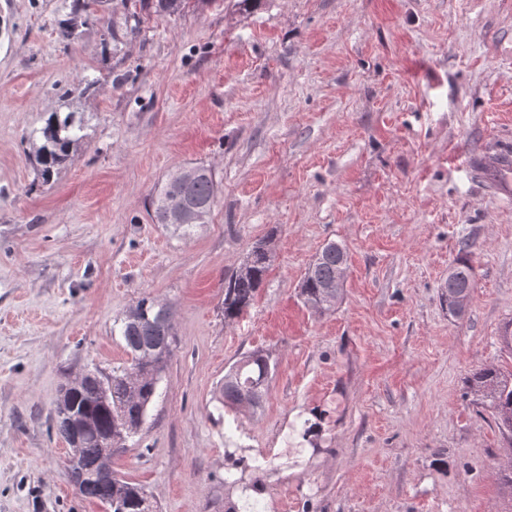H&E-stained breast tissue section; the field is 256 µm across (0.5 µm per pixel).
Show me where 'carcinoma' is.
<instances>
[{
    "label": "carcinoma",
    "instance_id": "obj_1",
    "mask_svg": "<svg viewBox=\"0 0 512 512\" xmlns=\"http://www.w3.org/2000/svg\"><path fill=\"white\" fill-rule=\"evenodd\" d=\"M107 0H62L70 20L60 31L65 40L78 35V27L97 19ZM124 23H107V35L118 41L133 37L140 31L144 19L181 14L190 0H120ZM81 122L70 112L61 118L53 115L41 129L42 143L37 149L41 178L50 180L54 172L68 159L70 149L78 140ZM218 184L211 168L194 167L190 181L181 173H173L153 199L154 216L159 224H168L167 200L171 195L182 196L189 204L201 208L202 223H209L216 202ZM345 250L336 243L326 245L308 267L301 284L300 295L305 305L325 310L333 302L323 298L324 286L336 281V270L344 262ZM273 256L264 242L252 246L245 270L224 277V318H238L255 300L272 265ZM448 313L458 317L464 313L463 302L473 288L472 266L457 260L448 270ZM120 336L128 355L127 362L103 377L108 382L103 392L93 381L68 380L61 388L50 410L55 434L70 447L72 480L79 494L100 504L112 499V512H156V505L146 490L119 477L99 460L112 457L118 448L137 435L153 402L175 340L174 325L169 310L150 297L139 298L121 320ZM274 367L268 355L255 351L235 363L221 381L217 400L231 409L252 400L251 407L261 406L272 378ZM466 393L482 399L495 415L499 432L512 442V371L484 367L471 371L464 378Z\"/></svg>",
    "mask_w": 512,
    "mask_h": 512
}]
</instances>
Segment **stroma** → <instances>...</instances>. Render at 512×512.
<instances>
[{
	"mask_svg": "<svg viewBox=\"0 0 512 512\" xmlns=\"http://www.w3.org/2000/svg\"><path fill=\"white\" fill-rule=\"evenodd\" d=\"M68 20L0 0V512H102L49 410L66 378L123 365L144 296L177 342L112 468L157 512H512L508 443L463 389L512 370V198L467 165L512 146V0H190L116 42L95 21L63 40ZM55 112L84 131L46 182L31 133ZM195 165L218 182L209 223H156ZM267 236V278L225 321L224 278ZM332 241L347 269L320 313L300 286ZM258 349L277 363L261 408L222 407ZM448 296L445 302L448 303V313L458 317L464 313L466 306L463 302L467 300L473 288L472 266L467 260H456L448 270Z\"/></svg>",
	"mask_w": 512,
	"mask_h": 512,
	"instance_id": "obj_1",
	"label": "stroma"
}]
</instances>
